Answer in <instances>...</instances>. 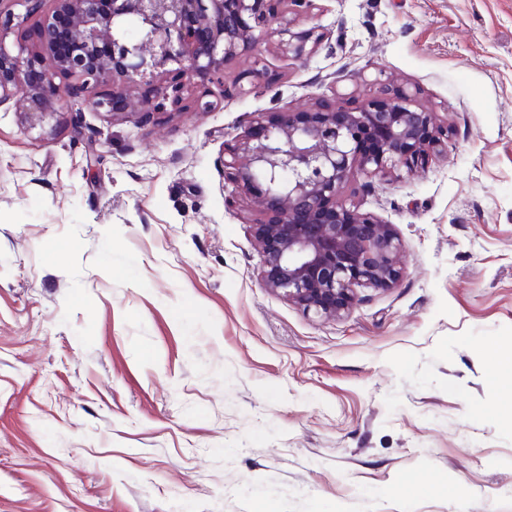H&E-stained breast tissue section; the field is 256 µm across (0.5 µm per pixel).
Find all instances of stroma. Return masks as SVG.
Listing matches in <instances>:
<instances>
[{
	"label": "stroma",
	"mask_w": 512,
	"mask_h": 512,
	"mask_svg": "<svg viewBox=\"0 0 512 512\" xmlns=\"http://www.w3.org/2000/svg\"><path fill=\"white\" fill-rule=\"evenodd\" d=\"M315 25L307 60L272 36L263 77L229 63L210 112L139 81L137 113L0 107V512H512V0H325ZM381 70L448 150L345 184L404 273L318 318L261 282L224 147Z\"/></svg>",
	"instance_id": "obj_1"
}]
</instances>
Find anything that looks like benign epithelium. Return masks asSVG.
I'll use <instances>...</instances> for the list:
<instances>
[{
    "label": "benign epithelium",
    "mask_w": 512,
    "mask_h": 512,
    "mask_svg": "<svg viewBox=\"0 0 512 512\" xmlns=\"http://www.w3.org/2000/svg\"><path fill=\"white\" fill-rule=\"evenodd\" d=\"M105 3L0 0V107L12 102L29 127L43 123L70 92L55 82L61 73L81 80L86 93L111 84L92 107L112 113L135 78L152 80L173 65L157 97L178 111L195 80L224 86V67L238 56L252 55V74L262 75L263 32L278 35L281 53L293 60L313 55L325 38L316 26L293 31L297 17L323 9L316 0ZM15 6L44 13L42 51L12 55L3 46L4 31L20 19ZM375 85L376 94L355 109L320 100L301 112H259L224 150V169L268 214L253 225L260 278L306 314L341 317L356 305L357 288L387 290L401 275L394 225L341 200L350 176L384 179L448 146V129L417 93L390 77Z\"/></svg>",
    "instance_id": "7a95c632"
}]
</instances>
